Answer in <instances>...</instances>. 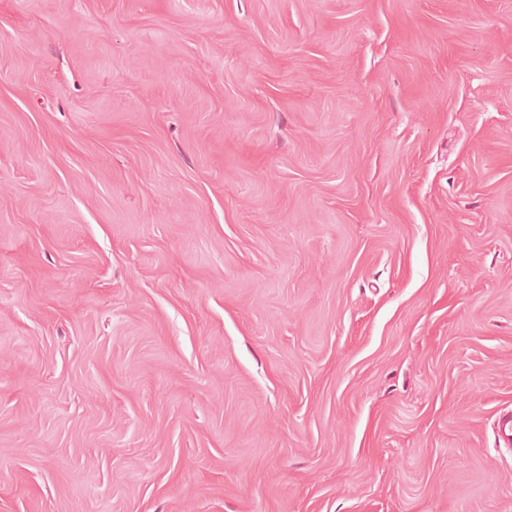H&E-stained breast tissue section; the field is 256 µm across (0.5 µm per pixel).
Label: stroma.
Returning <instances> with one entry per match:
<instances>
[{
    "mask_svg": "<svg viewBox=\"0 0 512 512\" xmlns=\"http://www.w3.org/2000/svg\"><path fill=\"white\" fill-rule=\"evenodd\" d=\"M512 0H0V512H512Z\"/></svg>",
    "mask_w": 512,
    "mask_h": 512,
    "instance_id": "1",
    "label": "stroma"
}]
</instances>
